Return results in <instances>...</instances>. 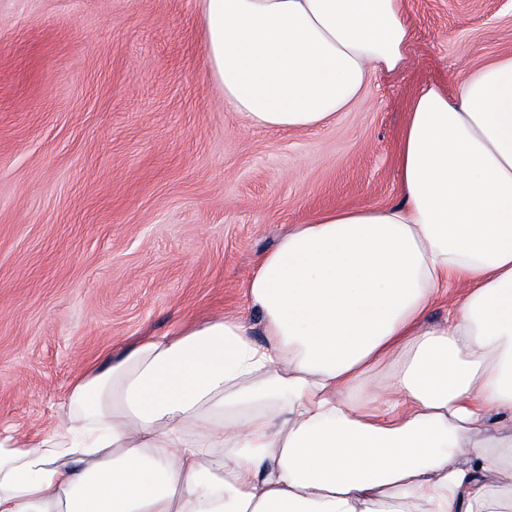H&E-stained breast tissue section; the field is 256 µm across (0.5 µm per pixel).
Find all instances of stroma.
<instances>
[{
	"mask_svg": "<svg viewBox=\"0 0 512 512\" xmlns=\"http://www.w3.org/2000/svg\"><path fill=\"white\" fill-rule=\"evenodd\" d=\"M404 65L335 120L249 126L209 75L200 0H0V430L47 434L75 379L239 314L288 227L399 203L421 89L512 55V0H401Z\"/></svg>",
	"mask_w": 512,
	"mask_h": 512,
	"instance_id": "35a3bbf8",
	"label": "stroma"
}]
</instances>
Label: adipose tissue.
Here are the masks:
<instances>
[{
	"mask_svg": "<svg viewBox=\"0 0 512 512\" xmlns=\"http://www.w3.org/2000/svg\"><path fill=\"white\" fill-rule=\"evenodd\" d=\"M201 5L256 128L329 124L405 60L399 0ZM398 174L401 203L322 211L258 260L264 343L237 317L144 341L51 433H0V512H512V55L421 90ZM465 285L454 283L448 288V298L433 305L426 317V323L430 326H441L448 319V301L453 300L462 293Z\"/></svg>",
	"mask_w": 512,
	"mask_h": 512,
	"instance_id": "obj_1",
	"label": "adipose tissue"
}]
</instances>
